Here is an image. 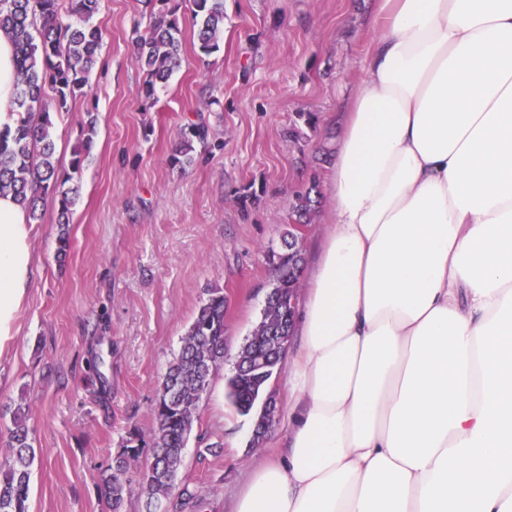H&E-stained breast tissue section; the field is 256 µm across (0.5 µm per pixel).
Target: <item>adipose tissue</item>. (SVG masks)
Masks as SVG:
<instances>
[{"label":"adipose tissue","mask_w":512,"mask_h":512,"mask_svg":"<svg viewBox=\"0 0 512 512\" xmlns=\"http://www.w3.org/2000/svg\"><path fill=\"white\" fill-rule=\"evenodd\" d=\"M295 319L286 432L233 512H512V0H377ZM0 30V128L15 125ZM0 195V349L33 284Z\"/></svg>","instance_id":"1"}]
</instances>
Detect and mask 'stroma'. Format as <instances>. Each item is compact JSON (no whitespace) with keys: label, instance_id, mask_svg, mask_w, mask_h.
<instances>
[{"label":"stroma","instance_id":"stroma-1","mask_svg":"<svg viewBox=\"0 0 512 512\" xmlns=\"http://www.w3.org/2000/svg\"><path fill=\"white\" fill-rule=\"evenodd\" d=\"M183 61L158 89L131 44L157 0H101L103 32L87 92L56 114L55 160L69 171L88 121L97 134L58 253L57 209L35 223L34 284L19 332L0 353V467L15 408L36 452L29 512H105L102 476L131 428L150 432L156 392L210 288L224 293V365L204 396L179 484L190 504L232 512L280 431L251 447L252 417L226 395L237 352L258 323L289 231L295 193L317 179L320 207L298 245L313 263L331 229L330 162L376 35L375 0H224L219 51L201 55L180 0ZM202 126L190 166L172 164L181 130Z\"/></svg>","mask_w":512,"mask_h":512}]
</instances>
